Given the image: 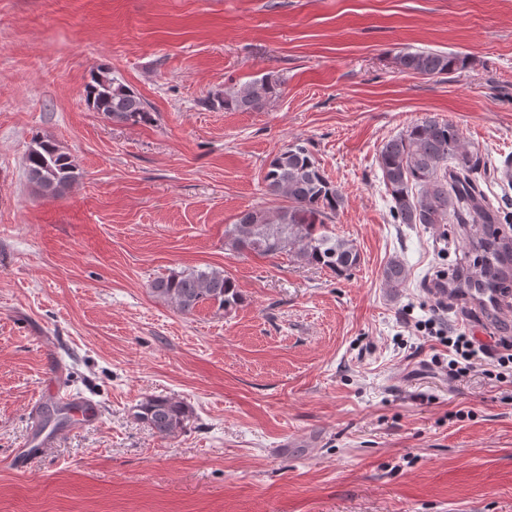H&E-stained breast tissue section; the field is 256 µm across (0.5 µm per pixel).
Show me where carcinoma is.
I'll return each instance as SVG.
<instances>
[{"label": "carcinoma", "mask_w": 512, "mask_h": 512, "mask_svg": "<svg viewBox=\"0 0 512 512\" xmlns=\"http://www.w3.org/2000/svg\"><path fill=\"white\" fill-rule=\"evenodd\" d=\"M397 64L434 78L464 65V59L446 52L418 50L401 53ZM281 93L282 81L266 75L224 91L217 102L228 111L257 112ZM85 101L89 109L116 123L153 121L148 103L121 79L104 71L91 75L85 85ZM377 162L395 223L481 224L487 229L482 236L462 241L463 257L456 266L468 263L470 253L475 251L484 269L477 277L466 271L456 287L474 288L479 280L484 288L506 287L509 273L499 269L496 260H508V243L488 231L500 223V211L487 201L476 177L486 160L480 151L466 146L452 122L426 117L412 123L381 145ZM25 170L29 182L49 198L60 196L81 178L69 154L36 137L25 155ZM263 181L267 191L284 198L286 205L274 211L241 212L224 230L227 250L273 258L287 255L339 277L360 265L357 245L336 235L332 225L343 205L342 194L325 177L306 146L292 143L274 155ZM383 279L390 287L399 288L406 283L407 270L402 262L391 260L383 270ZM152 290L182 314H191L204 303L227 311L242 302L234 279L222 269L172 273L155 280ZM134 415L156 436L166 438L185 428L190 411L171 397L150 396L134 406Z\"/></svg>", "instance_id": "carcinoma-1"}]
</instances>
